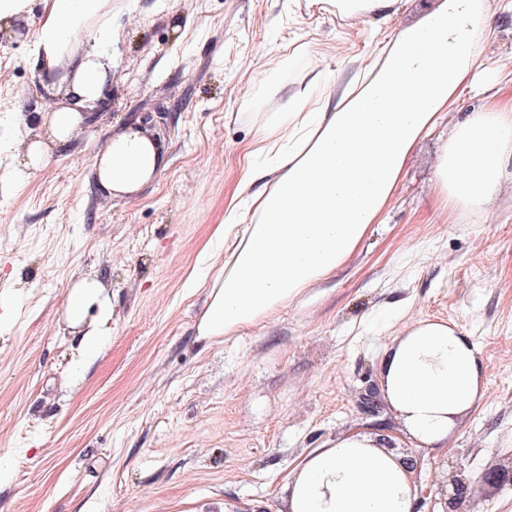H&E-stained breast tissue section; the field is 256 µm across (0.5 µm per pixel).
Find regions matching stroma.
Returning a JSON list of instances; mask_svg holds the SVG:
<instances>
[{
	"label": "stroma",
	"instance_id": "35a3bbf8",
	"mask_svg": "<svg viewBox=\"0 0 512 512\" xmlns=\"http://www.w3.org/2000/svg\"><path fill=\"white\" fill-rule=\"evenodd\" d=\"M108 101L19 186L0 154V512H285L284 485L311 450L389 425L412 459L414 512H512V209L448 217L435 159L451 127L419 141L384 223L350 261L270 317L199 340L206 292L224 258L215 230L244 146L290 111L317 58L329 77L371 52V19L326 0H112ZM36 22L0 32V113L16 139L47 137L51 101L32 45ZM512 71L478 72L462 112L494 99ZM157 116L167 165L132 196L92 176L109 132ZM102 283L112 305L103 352L78 366L68 288ZM418 320L469 334L485 366L482 402L447 448L418 447L386 401L383 346Z\"/></svg>",
	"mask_w": 512,
	"mask_h": 512
}]
</instances>
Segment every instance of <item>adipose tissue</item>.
<instances>
[{
	"instance_id": "adipose-tissue-1",
	"label": "adipose tissue",
	"mask_w": 512,
	"mask_h": 512,
	"mask_svg": "<svg viewBox=\"0 0 512 512\" xmlns=\"http://www.w3.org/2000/svg\"><path fill=\"white\" fill-rule=\"evenodd\" d=\"M512 0H436L417 23L378 40L345 81L327 83L316 65L296 107L261 130L248 155L273 152L274 167L244 165L236 199L219 231L224 263L209 280L197 323L205 341L223 339L288 304L343 267L372 225L384 223L406 160L429 131L452 119L435 165L437 196L447 213H483L512 165V96L457 117L458 100L477 70L496 69L483 55L493 18ZM38 15L33 52L45 89L67 102L51 107L48 140L17 151L13 180L45 167L52 147L69 144L81 111L112 84V0H0V30ZM166 165L163 147L145 131L111 134L94 162L105 190L136 194ZM96 319H89L90 310ZM83 337L82 356L101 352L111 317L102 285L76 283L65 307ZM382 391L408 434L443 448L484 394V366L465 330L421 320L385 348ZM288 512H412L413 472L380 435L351 432L310 451L288 478Z\"/></svg>"
}]
</instances>
